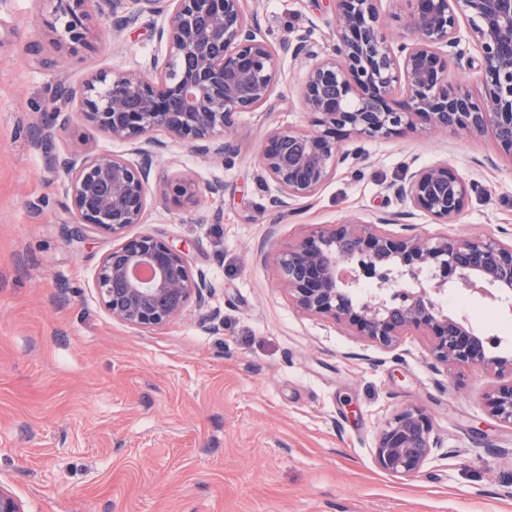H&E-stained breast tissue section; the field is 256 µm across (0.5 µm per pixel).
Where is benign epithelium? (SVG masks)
<instances>
[{
	"label": "benign epithelium",
	"mask_w": 512,
	"mask_h": 512,
	"mask_svg": "<svg viewBox=\"0 0 512 512\" xmlns=\"http://www.w3.org/2000/svg\"><path fill=\"white\" fill-rule=\"evenodd\" d=\"M70 17L60 47L86 42L80 17L97 9L119 34L141 17L165 16L156 30L166 46L164 60L153 59L155 76L137 71L100 72L77 86H60L50 99L38 130L64 128L73 119L134 145L141 163L120 155L90 154L77 161L54 160L62 176L67 209L75 223L122 237L143 223L155 133L185 141L194 150L222 155L230 149L224 130L240 112L263 106L278 83L276 51L249 24L246 0H57ZM333 43L323 57L311 51L306 35L292 53L316 58L302 97L313 114L305 132L276 129L261 147L264 176L289 199L314 194L348 155L340 138L386 137L420 126L492 134L512 158V0H406L408 40L392 46L380 22L378 0H334ZM464 20L466 35L460 34ZM474 48L476 56L469 55ZM183 59L180 75L170 63ZM478 68L486 78L479 98L453 86L451 69ZM403 84L406 106L390 99ZM164 194L180 205L201 195L191 179L166 185ZM470 185L435 165L415 172L398 190L401 200L443 224L462 213ZM283 288L304 314L333 320L370 341L390 347L409 331L429 338L432 358L442 364L492 365L512 374V358L491 357L492 337L477 336L464 316L443 311L436 296L462 288L512 310V242L493 237L396 239L377 224H332L276 255ZM374 288L358 299L360 282ZM405 283L407 287L396 288ZM99 302L111 317L150 332L167 326L195 301L200 324L212 328L219 312L209 308L212 287L195 274L186 246L153 235L128 238L107 253L96 274ZM490 410L512 426V381L493 388ZM433 443L425 415L408 407L385 422L375 446L384 471L419 472Z\"/></svg>",
	"instance_id": "1"
}]
</instances>
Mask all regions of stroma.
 Returning a JSON list of instances; mask_svg holds the SVG:
<instances>
[{
  "instance_id": "obj_1",
  "label": "stroma",
  "mask_w": 512,
  "mask_h": 512,
  "mask_svg": "<svg viewBox=\"0 0 512 512\" xmlns=\"http://www.w3.org/2000/svg\"><path fill=\"white\" fill-rule=\"evenodd\" d=\"M56 5L0 0V486L24 512H512V427L487 405L496 377L433 364L415 332L386 348L302 314L274 261L316 227L380 216L397 237L510 241L512 157L463 131L350 137L340 142L347 161L314 195L275 204V184L259 177L262 144L273 129L311 125L301 100L310 61L280 46L306 32L325 53L335 4L247 0L259 38L280 49L278 84L238 114L225 157L166 140L146 220L126 231L187 243L220 322L203 331L191 304L143 332L101 306L95 276L116 241L74 223L51 166L87 151L134 165L140 156L82 124L40 142L35 124L55 86L165 55L163 19L116 37L90 8L86 45L68 50L45 25ZM436 163L472 187L451 224L394 194ZM179 177L202 187L197 204L162 195ZM438 302L465 310L480 334L512 329L494 302L455 290ZM407 407L427 415L438 446L401 476L377 466L374 448L383 422Z\"/></svg>"
}]
</instances>
